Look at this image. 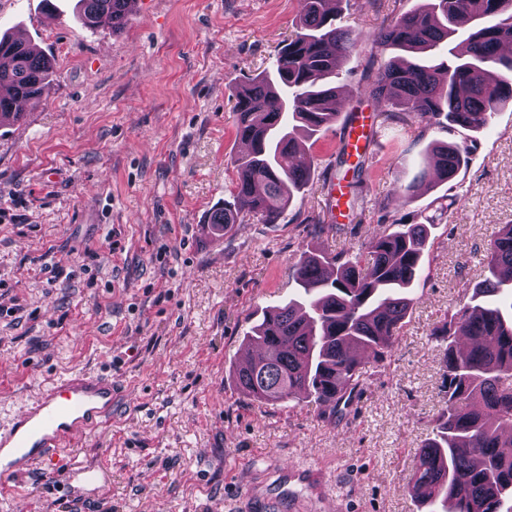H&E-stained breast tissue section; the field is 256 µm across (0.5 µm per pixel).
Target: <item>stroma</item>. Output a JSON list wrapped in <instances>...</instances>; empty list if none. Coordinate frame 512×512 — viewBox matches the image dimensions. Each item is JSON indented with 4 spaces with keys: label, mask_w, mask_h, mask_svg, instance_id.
Here are the masks:
<instances>
[{
    "label": "stroma",
    "mask_w": 512,
    "mask_h": 512,
    "mask_svg": "<svg viewBox=\"0 0 512 512\" xmlns=\"http://www.w3.org/2000/svg\"><path fill=\"white\" fill-rule=\"evenodd\" d=\"M0 0V34L51 57L42 103L0 127V429L75 372L112 375L126 395L110 424L0 496V512H235L228 474L276 484L285 467L327 477L328 495L299 485L308 512H421L408 490L413 456L439 407L434 324L477 282L484 247L512 224V108L474 133L455 179L406 205L398 186L430 160L447 129L386 122L363 172L336 165L344 124L381 107L365 96L369 53L340 67V121L305 148L316 166L278 223L246 215L228 235L207 218L233 188L238 82L272 69L302 0H135L124 27L87 29L76 0ZM420 0H340L336 24L367 32ZM360 207H350L356 193ZM331 231L307 224L327 196ZM435 221L390 367L365 377L335 418L313 398L249 400L232 366L256 314L287 298L309 251L358 246L380 224ZM63 272L50 278L41 258ZM72 463L101 469L88 502L59 488Z\"/></svg>",
    "instance_id": "35a3bbf8"
}]
</instances>
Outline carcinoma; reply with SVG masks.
Segmentation results:
<instances>
[{"instance_id": "obj_1", "label": "carcinoma", "mask_w": 512, "mask_h": 512, "mask_svg": "<svg viewBox=\"0 0 512 512\" xmlns=\"http://www.w3.org/2000/svg\"><path fill=\"white\" fill-rule=\"evenodd\" d=\"M78 2L84 27L107 16L119 30L134 0ZM329 2L304 0L297 31L272 70L237 86L235 136L249 150L233 159L232 200L208 217L218 236L243 214L276 224L304 193L315 158L300 148L299 134L310 139L336 123V70L365 44L375 69L366 92L383 105L384 119L418 122L424 132L444 118L461 135L432 142V172L397 190L408 205L452 181L470 150L467 133L488 128L512 105V52H502L512 44V0H428L367 34L336 26ZM443 46L448 63H433ZM385 47L399 55L384 58ZM51 72L42 51L0 36V126L24 119L17 102L40 104ZM432 225L429 218L380 224L350 254H303L292 269L295 295L265 310L247 335L258 354L234 366L241 392L262 404L311 396L321 414H336L364 376L356 352L390 363ZM484 257L487 275L469 301L429 333L442 356L443 396L410 483L442 512H512L503 509L512 501V224L492 234Z\"/></svg>"}]
</instances>
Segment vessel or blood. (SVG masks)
I'll list each match as a JSON object with an SVG mask.
<instances>
[{
	"label": "vessel or blood",
	"instance_id": "1",
	"mask_svg": "<svg viewBox=\"0 0 512 512\" xmlns=\"http://www.w3.org/2000/svg\"><path fill=\"white\" fill-rule=\"evenodd\" d=\"M115 388L111 378L75 373L55 381L37 405L0 434V493L12 480L111 419Z\"/></svg>",
	"mask_w": 512,
	"mask_h": 512
}]
</instances>
